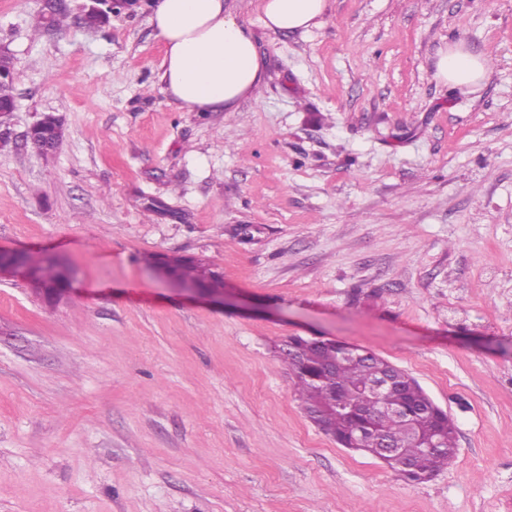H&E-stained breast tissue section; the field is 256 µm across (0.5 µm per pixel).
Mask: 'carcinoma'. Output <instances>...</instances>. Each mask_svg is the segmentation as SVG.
Here are the masks:
<instances>
[{
  "label": "carcinoma",
  "instance_id": "obj_1",
  "mask_svg": "<svg viewBox=\"0 0 512 512\" xmlns=\"http://www.w3.org/2000/svg\"><path fill=\"white\" fill-rule=\"evenodd\" d=\"M11 260L23 262L31 271L30 283L35 291L58 288L70 279L72 269L52 257L32 260L13 255ZM161 271L170 274L179 283L192 286L218 283V274L202 261L194 258L159 259ZM338 343L312 344L304 340L284 342L281 358L288 367L290 378L306 417L325 435L340 444L352 438L363 420L346 410L334 407L336 391L343 389L362 409L375 408L372 416L374 430L391 437L399 455L386 460V465L410 482L429 480L448 467L456 458L457 434L455 426L442 432V441L436 448H426V433L434 430L440 419L429 410L428 394L418 386L415 378L402 370L401 387L387 395L386 404L395 406L405 398V416H400L367 397L365 386L373 380L382 357L359 351L342 357Z\"/></svg>",
  "mask_w": 512,
  "mask_h": 512
}]
</instances>
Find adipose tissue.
<instances>
[{
    "mask_svg": "<svg viewBox=\"0 0 512 512\" xmlns=\"http://www.w3.org/2000/svg\"><path fill=\"white\" fill-rule=\"evenodd\" d=\"M266 27L280 32L316 25L327 0H260ZM150 22L165 44L161 80L181 106L231 111L263 79L253 35L224 0H155ZM439 77L458 88L479 82L488 59L457 45L443 52Z\"/></svg>",
    "mask_w": 512,
    "mask_h": 512,
    "instance_id": "ef3b65f1",
    "label": "adipose tissue"
}]
</instances>
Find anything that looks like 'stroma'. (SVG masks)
<instances>
[{
	"instance_id": "stroma-1",
	"label": "stroma",
	"mask_w": 512,
	"mask_h": 512,
	"mask_svg": "<svg viewBox=\"0 0 512 512\" xmlns=\"http://www.w3.org/2000/svg\"><path fill=\"white\" fill-rule=\"evenodd\" d=\"M81 2L38 33L0 0V250L75 271L53 304L0 277V512H512V0H327L289 33L224 0L264 61L231 112L166 93L152 0L94 29ZM457 43L489 59L467 88L437 73ZM311 335L416 378L454 463L409 483L321 433L274 351ZM63 138V128L59 119L52 114H44L25 135V143L40 155L52 153ZM159 263L163 264L160 272H165L174 277L179 283L192 286L211 285L218 283V274L209 268L202 260L194 258H160Z\"/></svg>"
}]
</instances>
